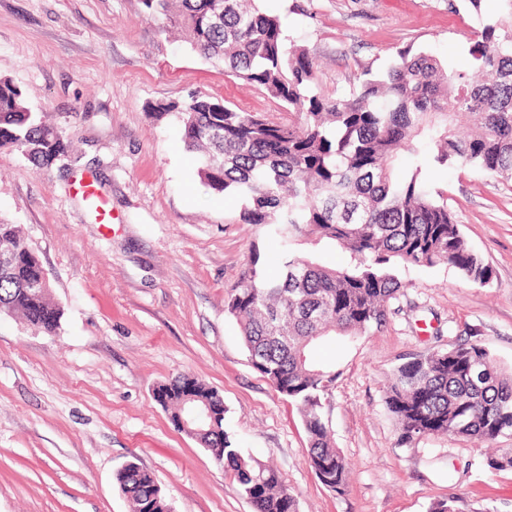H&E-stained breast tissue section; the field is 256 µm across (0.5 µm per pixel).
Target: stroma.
<instances>
[{
  "label": "stroma",
  "mask_w": 512,
  "mask_h": 512,
  "mask_svg": "<svg viewBox=\"0 0 512 512\" xmlns=\"http://www.w3.org/2000/svg\"><path fill=\"white\" fill-rule=\"evenodd\" d=\"M288 46L305 48L316 91L350 98L366 71L398 50L470 69L479 15L464 0H260ZM0 78L23 90L70 143L39 172L0 151V220L35 249L63 316L53 334L0 317V512H129L114 482L129 461L153 474L173 512H253L211 454L177 431L155 401L160 383L189 374L217 389L224 428L273 466L299 512H429L458 497L471 512H512V436L492 445L425 437L399 444L385 388L400 358L461 342L512 368V180L457 164L423 170L448 194L468 244L493 270L487 286L449 265L408 266L381 331L317 349L339 377L323 414L349 465L344 492L310 466L297 407L251 365L225 302L252 252L268 275L281 245L239 220L240 202L206 189L198 153L175 116L151 103L208 93L232 108L288 119L263 88L228 75L147 19L141 0H0Z\"/></svg>",
  "instance_id": "1"
}]
</instances>
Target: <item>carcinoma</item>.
<instances>
[{"instance_id": "carcinoma-1", "label": "carcinoma", "mask_w": 512, "mask_h": 512, "mask_svg": "<svg viewBox=\"0 0 512 512\" xmlns=\"http://www.w3.org/2000/svg\"><path fill=\"white\" fill-rule=\"evenodd\" d=\"M150 19L163 16L183 29L201 57L301 116L272 122L203 93L182 103H156L162 119L174 112L184 140L203 150L198 174L215 193L241 202L239 220L262 224L284 246L279 273L270 277L253 252L247 274L225 303L238 321L252 366L301 413L314 471L333 477L341 493L347 464L335 448L322 398L335 370L312 350L342 337L354 341L384 327L405 284L400 266L448 264L468 281L488 285L492 269L469 246L441 191L420 178L428 165L457 163L512 179V0H497V18L480 22L469 47L472 70L459 72L410 47L381 74L364 73L349 100H330L311 88L313 62L290 48L279 19L244 0H141ZM22 154L36 168L69 156L61 131L28 106L22 90L0 79V149ZM410 156L413 168L395 161ZM347 250L354 262L329 268L298 256L297 234ZM0 314L20 313L45 333L59 328L62 311L42 281V264L19 227L0 221ZM199 407H219V392L190 375L158 385L155 401L176 428L224 466L254 512H298L278 473L243 454L224 429V417L187 418L183 388ZM404 445L423 436H458L480 443L512 435V370L497 367L483 346L459 344L409 357L396 366L385 393ZM130 512H171L153 475L132 465L115 475ZM470 512L456 498L430 512Z\"/></svg>"}]
</instances>
